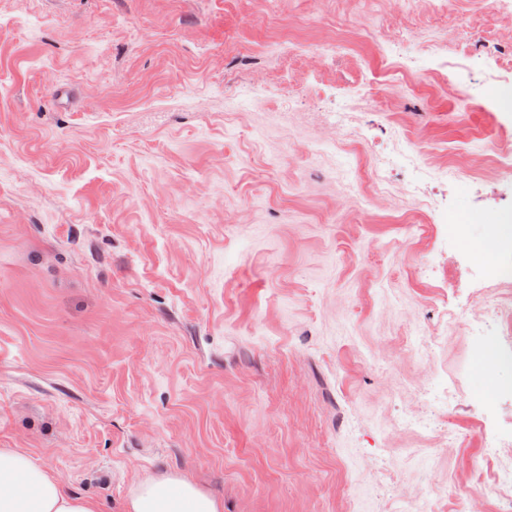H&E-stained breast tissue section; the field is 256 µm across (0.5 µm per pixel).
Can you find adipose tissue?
<instances>
[{
	"label": "adipose tissue",
	"instance_id": "ef3b65f1",
	"mask_svg": "<svg viewBox=\"0 0 512 512\" xmlns=\"http://www.w3.org/2000/svg\"><path fill=\"white\" fill-rule=\"evenodd\" d=\"M0 512H98L94 502L66 492L32 456L0 448ZM123 512H224V505L185 477L148 474L134 483Z\"/></svg>",
	"mask_w": 512,
	"mask_h": 512
}]
</instances>
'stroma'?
<instances>
[{"instance_id":"stroma-1","label":"stroma","mask_w":512,"mask_h":512,"mask_svg":"<svg viewBox=\"0 0 512 512\" xmlns=\"http://www.w3.org/2000/svg\"><path fill=\"white\" fill-rule=\"evenodd\" d=\"M501 54L489 0H0V448L99 512H512ZM495 223V240L498 264L512 266V216L506 214L497 218ZM123 512H223L224 505L185 477L147 474L134 483Z\"/></svg>"}]
</instances>
